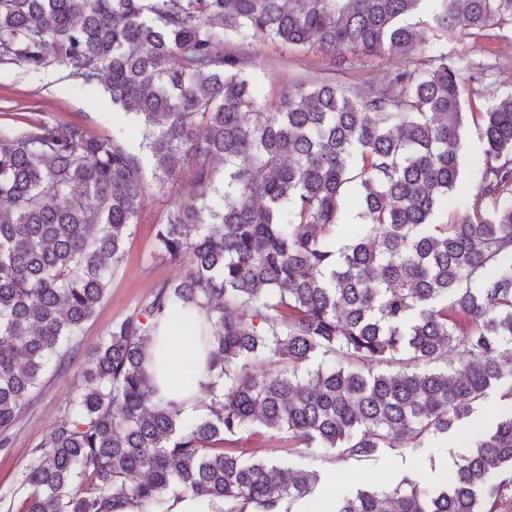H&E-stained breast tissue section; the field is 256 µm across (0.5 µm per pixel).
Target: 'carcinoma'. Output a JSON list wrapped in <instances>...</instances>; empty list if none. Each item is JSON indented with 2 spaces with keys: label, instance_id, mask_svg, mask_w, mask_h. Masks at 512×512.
Returning a JSON list of instances; mask_svg holds the SVG:
<instances>
[{
  "label": "carcinoma",
  "instance_id": "obj_1",
  "mask_svg": "<svg viewBox=\"0 0 512 512\" xmlns=\"http://www.w3.org/2000/svg\"><path fill=\"white\" fill-rule=\"evenodd\" d=\"M512 26V0H0V63L53 57L133 115L94 136L42 119L0 127V447L46 372L82 387L22 474V512H162L181 491L224 512H285L320 475L246 461L224 443L254 425L296 446L370 457L420 447L497 387L506 411L428 491L334 489L327 512H495L512 487V94L480 113L469 211L435 223L461 188L470 64L442 42ZM419 58L364 93L333 78L261 99L250 46ZM186 175L156 225L182 267L98 342L81 336L150 188ZM224 161L218 174L214 162ZM350 206L359 224L342 223ZM199 312L211 381L202 413L157 397L144 368L172 315ZM457 355L448 363V352ZM322 357L337 365L310 369Z\"/></svg>",
  "mask_w": 512,
  "mask_h": 512
}]
</instances>
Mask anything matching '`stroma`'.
I'll return each mask as SVG.
<instances>
[{
    "label": "stroma",
    "mask_w": 512,
    "mask_h": 512,
    "mask_svg": "<svg viewBox=\"0 0 512 512\" xmlns=\"http://www.w3.org/2000/svg\"><path fill=\"white\" fill-rule=\"evenodd\" d=\"M445 48L452 57H462L471 68L461 75L463 103L481 104L486 89L505 95L512 92V29L481 32L450 38ZM253 70L256 85L266 97L279 94L289 83L325 76L339 81L369 84L373 69L352 68L350 60L332 59L314 53H282L263 43L253 44ZM10 108L6 125L27 129L30 122L52 117L85 125L97 135L111 134L113 127L134 130L132 116L119 113L105 96L100 84L73 76L70 66L53 61L39 71L0 64V109ZM484 143L476 121H468L460 149L463 193L453 203L443 205L438 222L464 214L470 190L475 186L476 167L483 158ZM165 197L152 196L136 227L125 243L126 257L114 269L104 303L87 324L83 342L95 344L116 319L139 307L155 288L175 277L179 271L159 254L155 226L166 213ZM76 370L51 376L45 387L22 413L10 434V445L0 448V512H19L25 496L20 486L22 473L34 457L46 435L60 419L67 400L77 391ZM469 438L458 429L431 436L420 448H384L371 459L347 460L323 448L297 451L287 435L244 431L230 442V449L249 460H271L288 467L307 465L318 469L324 480L343 489L384 487L403 477L415 479L421 488H433L446 482L459 458L469 451Z\"/></svg>",
    "instance_id": "35a3bbf8"
}]
</instances>
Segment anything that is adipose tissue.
Returning <instances> with one entry per match:
<instances>
[{
	"label": "adipose tissue",
	"mask_w": 512,
	"mask_h": 512,
	"mask_svg": "<svg viewBox=\"0 0 512 512\" xmlns=\"http://www.w3.org/2000/svg\"><path fill=\"white\" fill-rule=\"evenodd\" d=\"M148 355L146 368L160 397L174 402L182 415L198 414L207 353L193 326L179 321L170 323L163 335L155 337Z\"/></svg>",
	"instance_id": "ef3b65f1"
}]
</instances>
